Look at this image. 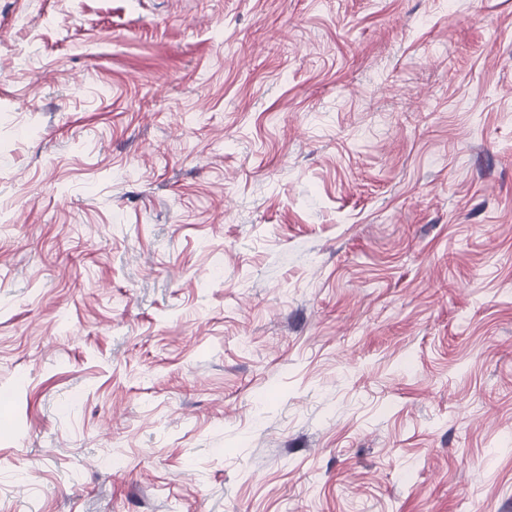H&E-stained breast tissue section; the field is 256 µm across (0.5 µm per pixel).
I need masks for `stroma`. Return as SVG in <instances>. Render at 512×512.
Instances as JSON below:
<instances>
[{
	"mask_svg": "<svg viewBox=\"0 0 512 512\" xmlns=\"http://www.w3.org/2000/svg\"><path fill=\"white\" fill-rule=\"evenodd\" d=\"M0 512H512V0H0Z\"/></svg>",
	"mask_w": 512,
	"mask_h": 512,
	"instance_id": "obj_1",
	"label": "stroma"
}]
</instances>
